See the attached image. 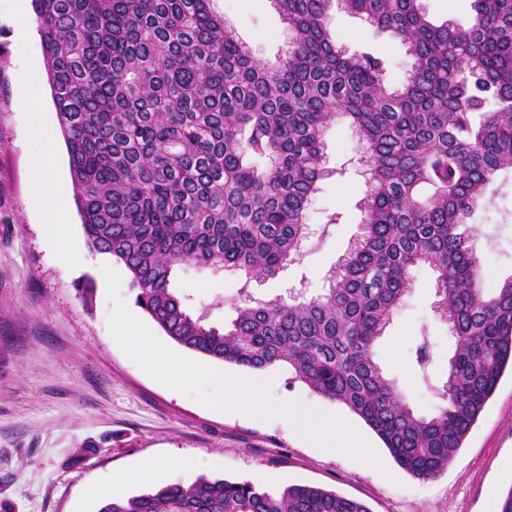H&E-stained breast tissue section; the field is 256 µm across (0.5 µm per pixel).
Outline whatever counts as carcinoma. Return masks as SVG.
<instances>
[{
  "mask_svg": "<svg viewBox=\"0 0 512 512\" xmlns=\"http://www.w3.org/2000/svg\"><path fill=\"white\" fill-rule=\"evenodd\" d=\"M288 27L275 63L255 59L213 0H32L47 78L90 250L124 266L135 303L180 347L250 370L286 366L346 406L410 475L443 472L512 369V277L488 295L467 231L512 173V0H472L469 27L434 24L422 0H273ZM399 37L413 58L387 89L385 62L350 53L327 28L333 6ZM346 120L368 190L361 234L318 295L272 299L310 240L306 212L330 171L325 130ZM419 264L454 339L430 382L429 336L415 360L442 400L414 412L374 348ZM186 265L245 277L227 325L174 288ZM87 307L95 283L76 287ZM98 512H370L315 485L270 492L198 476L107 496Z\"/></svg>",
  "mask_w": 512,
  "mask_h": 512,
  "instance_id": "1",
  "label": "carcinoma"
}]
</instances>
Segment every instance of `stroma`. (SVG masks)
<instances>
[{"mask_svg":"<svg viewBox=\"0 0 512 512\" xmlns=\"http://www.w3.org/2000/svg\"><path fill=\"white\" fill-rule=\"evenodd\" d=\"M214 9L256 59L275 61L288 45L285 23L271 0H214ZM329 28L349 52L383 57V82L396 89L412 58L392 35L373 36L360 17L333 10ZM12 0H0V512H96L98 486L133 471L143 459L166 462L165 470L138 476L125 495L163 484H191L198 476L246 480L276 492L291 484L320 486L362 500L371 512H485L488 493L512 489V374L504 373L484 412L447 470L420 480L402 470L386 448L344 405L325 400L293 380L287 367L272 368L279 397L335 415L356 433L335 451L312 447L287 422L256 418L247 408L216 410L213 390L197 383L188 398L176 374L160 370L147 352L117 335L113 315L125 310L152 348L185 365L200 355L167 337L135 303L130 278L109 256L90 251L75 203L63 138L47 143L42 127L58 129L42 52L21 55ZM333 176L323 179L307 212L311 228L332 214L339 224L317 247L253 287L269 299L306 282L311 293L326 288L325 275L361 232L360 201L367 191L360 146L352 128L330 126L324 135ZM44 155L62 187L67 217L61 229L83 256L63 267L49 243L53 219L31 189L29 162ZM474 220L477 254L492 289L512 276V175L489 191ZM328 224V223H327ZM95 281L92 307L75 286ZM411 290L376 345V359L418 413L431 415L441 401L422 382L411 360L421 331L433 342L434 372L442 374L453 339L434 309L435 274L425 264L411 274ZM175 286L210 323L229 322L241 281L188 266ZM221 309H210L215 298Z\"/></svg>","mask_w":512,"mask_h":512,"instance_id":"1","label":"stroma"}]
</instances>
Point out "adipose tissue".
<instances>
[{
	"label": "adipose tissue",
	"instance_id": "adipose-tissue-1",
	"mask_svg": "<svg viewBox=\"0 0 512 512\" xmlns=\"http://www.w3.org/2000/svg\"><path fill=\"white\" fill-rule=\"evenodd\" d=\"M184 379L188 382L203 381L213 386L215 393L210 402L216 407L245 405L260 410L264 415L288 421L290 426L327 448L335 447L336 435L342 429L333 417L323 414L312 417L291 401L272 398V382L268 379L258 384L228 379L223 371L205 363L187 368Z\"/></svg>",
	"mask_w": 512,
	"mask_h": 512
}]
</instances>
